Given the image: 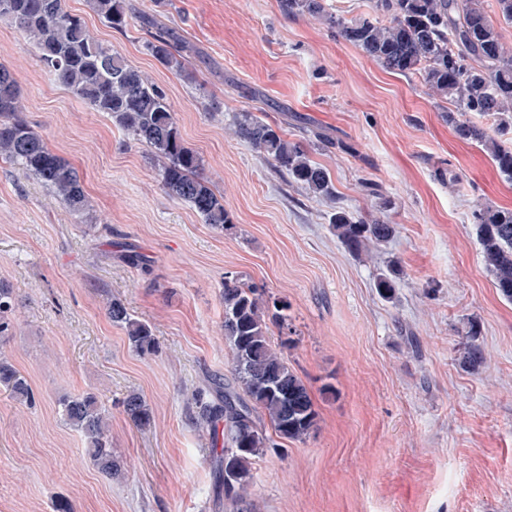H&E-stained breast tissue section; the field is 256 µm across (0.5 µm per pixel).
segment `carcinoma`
<instances>
[{"label":"carcinoma","mask_w":512,"mask_h":512,"mask_svg":"<svg viewBox=\"0 0 512 512\" xmlns=\"http://www.w3.org/2000/svg\"><path fill=\"white\" fill-rule=\"evenodd\" d=\"M93 11L115 30L128 22L125 0H90ZM285 16L308 14L325 22L336 36L356 46L383 67L417 78L446 104L444 120L456 135L482 147L500 176L512 182V52L504 47L500 22L512 23V0H496L499 20L486 11L483 0H372V13L348 19L333 12L327 0H278ZM0 20L33 38L38 61L47 74L95 111L112 118L132 139L162 162L161 185L182 200L204 223L216 230L233 223L204 174L202 157L184 141L164 90L130 66L112 47L94 38L85 21L65 8L64 0H0ZM146 52L184 78H192L188 46L177 32L153 23ZM20 91L12 70L0 64V159L41 182L70 210L88 209L76 170L51 150L43 135L21 117ZM234 135L249 143L271 163L315 197L333 198L336 188L329 171L314 161L310 150L288 139L279 126L252 112L238 113ZM483 261L495 288L512 302V209L477 205L471 214ZM337 238L352 253L369 241L382 242L396 228L380 219L364 220L338 208L330 217ZM398 273L379 274L376 288L390 297ZM224 340L231 353L232 374L213 382L214 396L191 394L200 422L223 423L224 455L216 470L224 500L233 512H254L250 499L256 460L278 440L302 442L314 429L318 412L308 387L288 366L269 338V323L284 325L285 316L269 314L260 290L237 273L224 276ZM15 296L0 281V342L12 335ZM112 323L123 327L131 347L155 350L149 325L131 317L125 305H108ZM479 327L470 322L462 363L479 367L485 359L476 343ZM0 386L22 405L34 402L33 389L10 360L0 358ZM59 412L86 444L92 463L107 476L121 471L112 454L109 411L99 398L86 393L62 397ZM131 422L146 427L152 414L137 394L123 401Z\"/></svg>","instance_id":"carcinoma-1"}]
</instances>
